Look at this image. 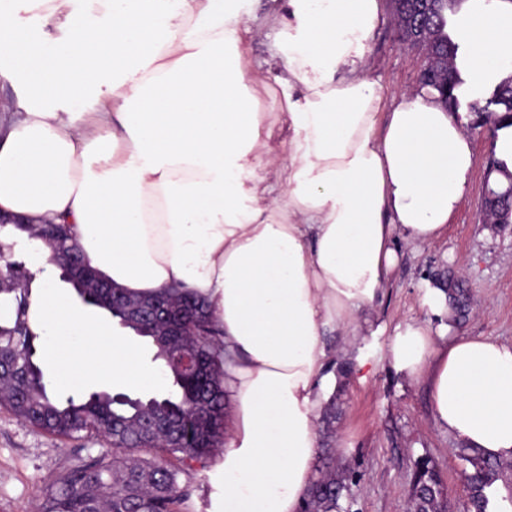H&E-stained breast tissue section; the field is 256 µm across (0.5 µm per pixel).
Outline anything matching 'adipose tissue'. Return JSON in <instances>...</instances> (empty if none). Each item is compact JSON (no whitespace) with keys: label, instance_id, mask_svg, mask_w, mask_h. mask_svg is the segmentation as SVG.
I'll return each mask as SVG.
<instances>
[{"label":"adipose tissue","instance_id":"ef3b65f1","mask_svg":"<svg viewBox=\"0 0 512 512\" xmlns=\"http://www.w3.org/2000/svg\"><path fill=\"white\" fill-rule=\"evenodd\" d=\"M30 0L34 36L0 6L16 107L0 108V214L71 225L91 266L128 294L178 285L224 340V461L212 512H302L318 425L338 385L325 338L356 368L399 263L438 240L465 197L479 118L416 88L386 102L365 75L381 0H274L268 120L242 0ZM472 93L512 74V0L455 17ZM288 149L287 169L277 148ZM32 301L60 383L71 368L158 386L137 349L71 308L45 274ZM396 326L393 369L424 382L435 425L512 458V345L460 334L446 288ZM274 72L267 74L265 85L257 88L258 95L266 109V112H280V89L274 81Z\"/></svg>","mask_w":512,"mask_h":512}]
</instances>
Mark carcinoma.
Masks as SVG:
<instances>
[{"instance_id": "cac0c4a2", "label": "carcinoma", "mask_w": 512, "mask_h": 512, "mask_svg": "<svg viewBox=\"0 0 512 512\" xmlns=\"http://www.w3.org/2000/svg\"><path fill=\"white\" fill-rule=\"evenodd\" d=\"M464 0H433L429 29L421 51L435 78L448 85L450 111L460 110L454 90L463 84L457 67L459 44L448 31L450 17ZM489 118L491 137L502 128L499 116L512 115V75L491 86L482 97L467 102ZM492 224L512 222V203L487 210ZM22 240L40 241L59 252L74 242L67 224H0V249L11 252ZM77 294L87 288L89 305L106 312L112 321L148 339L153 361L159 363L170 390L149 398L121 391L75 390L62 397L47 387L41 375L27 371L33 351L39 350L40 332L30 320L31 288L0 284V300L13 311L0 316V405L16 417L49 434L76 438L83 434L103 439L105 448L50 481L36 512H180L190 490L179 484L182 469L176 462L205 460L224 447V342L219 326L205 305L187 288H163L159 294L182 312L188 329L172 336L160 321L130 324L126 309L136 298L121 288H88L70 278ZM195 355V373L181 369L177 355ZM458 456L467 462L471 495L469 512H490L495 507L494 483L501 461L486 459L462 446ZM346 475L330 472L312 482L304 512H349ZM415 512H447L439 473L429 462L415 464Z\"/></svg>"}]
</instances>
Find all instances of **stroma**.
Listing matches in <instances>:
<instances>
[{
    "instance_id": "35a3bbf8",
    "label": "stroma",
    "mask_w": 512,
    "mask_h": 512,
    "mask_svg": "<svg viewBox=\"0 0 512 512\" xmlns=\"http://www.w3.org/2000/svg\"><path fill=\"white\" fill-rule=\"evenodd\" d=\"M366 73L385 98L417 85L419 52L383 15L369 38ZM476 165L470 189L442 240L402 247L401 264L377 310L384 330L368 338V364L357 372L342 362V379L326 404L319 424L314 472H353L352 512H412L415 462L424 458L439 471L449 512H467L470 466L455 453L457 443L432 421L424 384L403 379L387 359L397 324L424 315V280L454 281L465 288L470 310L460 332L512 343V224L481 220L484 173L492 153L486 132L474 135ZM96 438L60 439L37 430L0 407V512H35L45 484L97 453ZM220 458L187 462L181 483L191 488L182 512H210L217 492L214 474Z\"/></svg>"
}]
</instances>
